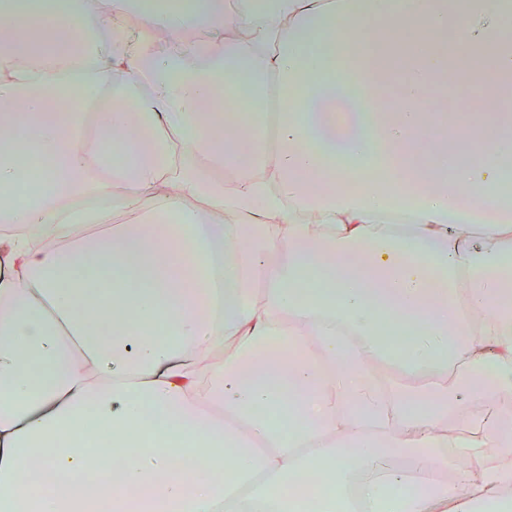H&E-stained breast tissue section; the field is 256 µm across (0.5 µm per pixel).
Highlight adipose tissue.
Wrapping results in <instances>:
<instances>
[{
  "instance_id": "adipose-tissue-1",
  "label": "adipose tissue",
  "mask_w": 512,
  "mask_h": 512,
  "mask_svg": "<svg viewBox=\"0 0 512 512\" xmlns=\"http://www.w3.org/2000/svg\"><path fill=\"white\" fill-rule=\"evenodd\" d=\"M130 8L133 39L112 26ZM511 13L64 0L0 25V505L85 512L97 494L107 512H299L285 489L306 470L342 505L358 465L366 512H497L512 460L442 479L436 432L473 400L471 447L512 450V143L449 148L471 129L426 99L470 83L494 45L512 112ZM103 88L112 108L90 137ZM90 255L111 276L73 274ZM93 311L110 323L98 339ZM381 316L403 349L382 347ZM227 336L235 352L204 364ZM379 358L401 378L391 414L365 378ZM90 415L124 458L101 479L74 439ZM181 457L208 479L171 478Z\"/></svg>"
}]
</instances>
